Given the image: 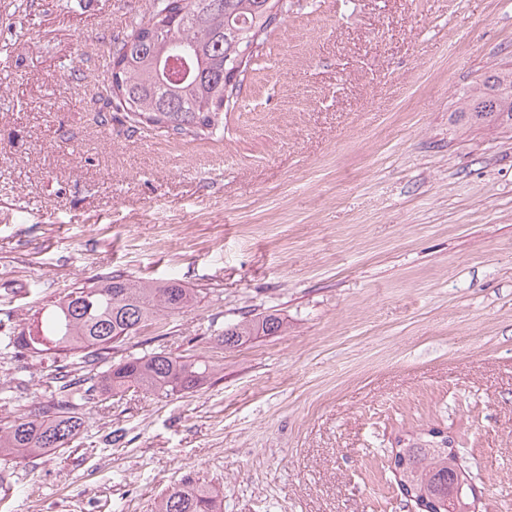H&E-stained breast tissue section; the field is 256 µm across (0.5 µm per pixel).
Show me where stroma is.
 Masks as SVG:
<instances>
[{
	"label": "stroma",
	"mask_w": 512,
	"mask_h": 512,
	"mask_svg": "<svg viewBox=\"0 0 512 512\" xmlns=\"http://www.w3.org/2000/svg\"><path fill=\"white\" fill-rule=\"evenodd\" d=\"M148 0H0V332L108 273L196 302L112 352L215 365L83 410L0 472V512H413L398 440L450 434L476 512H512V132L458 118L512 64V0H288L209 138L113 119L106 43ZM285 327L227 349L225 326ZM46 361L0 383L49 400ZM220 509L208 489L185 480L168 489L157 512H218Z\"/></svg>",
	"instance_id": "35a3bbf8"
}]
</instances>
